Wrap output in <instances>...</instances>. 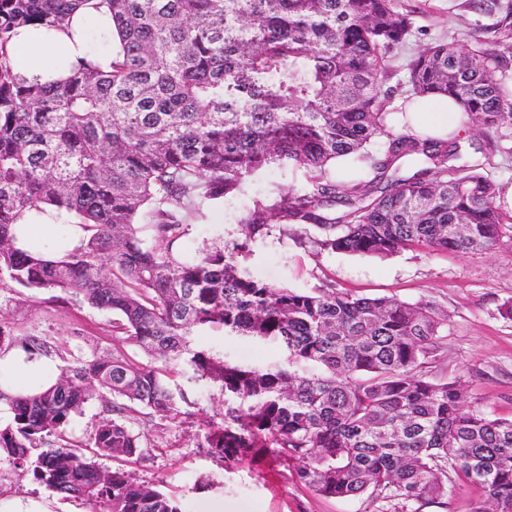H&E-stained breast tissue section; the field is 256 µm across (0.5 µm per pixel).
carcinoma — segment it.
Wrapping results in <instances>:
<instances>
[{"label": "carcinoma", "mask_w": 512, "mask_h": 512, "mask_svg": "<svg viewBox=\"0 0 512 512\" xmlns=\"http://www.w3.org/2000/svg\"><path fill=\"white\" fill-rule=\"evenodd\" d=\"M77 2L0 0V282L111 311L112 331L147 361L74 356L43 393L0 390V462L84 512H182L96 462L143 456L137 416L186 414V392L167 381L181 361L220 383L224 418L199 447L226 468L270 455L317 495L396 500L392 512L447 498L463 476L484 492L472 512L491 502L512 512V419L486 417L458 382L422 371L448 314L431 301L273 286L244 262L288 224L315 227L321 252L493 249L512 223L492 172L496 157L512 158V0H464L490 19L467 33L471 45L437 38L404 64L410 92L459 101L487 152L391 123V53L415 33L399 0H102L119 38L110 69L21 82L17 29H60ZM338 156L351 179L337 178ZM272 169L305 182L253 199L233 246L177 248L206 201L239 197ZM43 205L75 213L86 245L52 262L17 250L13 224ZM203 331L273 342L284 360L227 361L199 345ZM2 346L45 353L49 343L0 321ZM97 396L112 417L71 436Z\"/></svg>", "instance_id": "cac0c4a2"}]
</instances>
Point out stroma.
I'll return each mask as SVG.
<instances>
[{"label": "stroma", "instance_id": "obj_1", "mask_svg": "<svg viewBox=\"0 0 512 512\" xmlns=\"http://www.w3.org/2000/svg\"><path fill=\"white\" fill-rule=\"evenodd\" d=\"M460 0H403L404 8L419 7L415 42L467 31L482 16L463 12ZM244 203L215 200L190 226L183 245L200 249L238 236ZM309 225L289 226L256 243L248 264L255 275L275 286L311 289L332 285L365 297L389 296L407 302L433 301L448 314V334L430 370L442 380L459 379L470 405L492 418H512V320L503 319L501 305L512 299V237L504 236L489 251L468 254L413 247L381 258L345 252H317L306 247L315 236ZM0 316L17 332H31L64 343L76 356L113 353L138 361L144 353L115 338L111 313L80 302L62 290L35 292L8 283L0 287ZM200 345L215 346L226 360L244 365H269L282 358L272 343L242 336L203 335ZM190 401V414L165 423L142 419L143 456L124 464L103 457L105 469L123 467L135 478L176 496L183 512H373L367 497L324 498L298 484L269 458L257 457L233 469L209 457L200 446L209 423L221 421L224 397L218 385L195 380L187 366L170 379ZM35 502L44 512H81L30 476L0 464V512H14L18 503Z\"/></svg>", "mask_w": 512, "mask_h": 512}]
</instances>
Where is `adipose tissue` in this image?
I'll use <instances>...</instances> for the list:
<instances>
[{"mask_svg": "<svg viewBox=\"0 0 512 512\" xmlns=\"http://www.w3.org/2000/svg\"><path fill=\"white\" fill-rule=\"evenodd\" d=\"M99 0H83L64 29L46 26L19 28L13 38L12 60L19 79L27 84H55L67 80L86 62L108 69L109 52L91 49L89 36L106 45L117 44L112 14ZM407 122L418 133L443 138L462 127V109L454 101L433 97L409 102ZM14 245L46 261H55L79 248L88 233L74 213L44 206L22 214L13 226ZM59 364L42 353L20 347L0 351V388L13 393H38L57 380Z\"/></svg>", "mask_w": 512, "mask_h": 512, "instance_id": "1", "label": "adipose tissue"}]
</instances>
